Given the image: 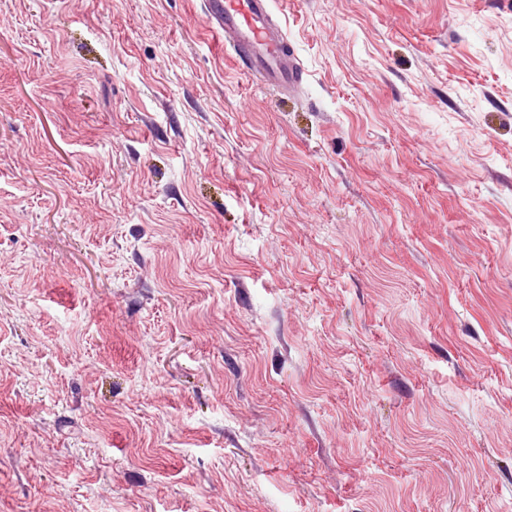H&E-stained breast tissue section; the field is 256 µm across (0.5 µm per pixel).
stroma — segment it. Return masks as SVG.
Listing matches in <instances>:
<instances>
[{"instance_id":"obj_1","label":"stroma","mask_w":512,"mask_h":512,"mask_svg":"<svg viewBox=\"0 0 512 512\" xmlns=\"http://www.w3.org/2000/svg\"><path fill=\"white\" fill-rule=\"evenodd\" d=\"M0 0V512H512V0ZM207 12L224 30L225 48L244 61L262 84L282 93L302 83V67L288 35L275 23L271 0H207Z\"/></svg>"}]
</instances>
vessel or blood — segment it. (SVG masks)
<instances>
[{
	"label": "vessel or blood",
	"instance_id": "1",
	"mask_svg": "<svg viewBox=\"0 0 512 512\" xmlns=\"http://www.w3.org/2000/svg\"><path fill=\"white\" fill-rule=\"evenodd\" d=\"M207 12L224 31V43L262 84L283 93L302 83V67L288 35L275 23L271 0H207Z\"/></svg>",
	"mask_w": 512,
	"mask_h": 512
}]
</instances>
